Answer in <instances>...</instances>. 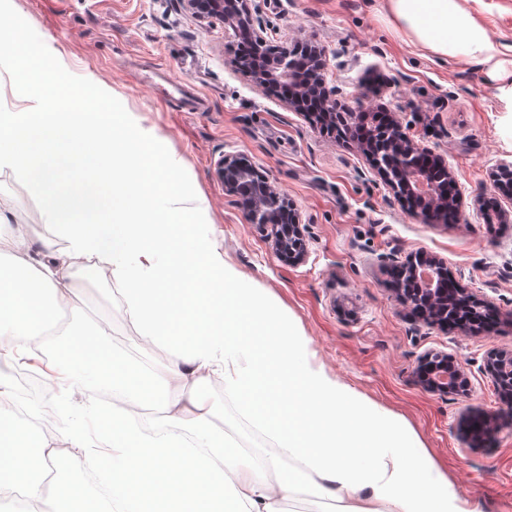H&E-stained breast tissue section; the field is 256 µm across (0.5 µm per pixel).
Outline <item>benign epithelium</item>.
Segmentation results:
<instances>
[{
    "label": "benign epithelium",
    "instance_id": "1",
    "mask_svg": "<svg viewBox=\"0 0 512 512\" xmlns=\"http://www.w3.org/2000/svg\"><path fill=\"white\" fill-rule=\"evenodd\" d=\"M182 8L199 20L217 19L225 29L239 38L255 43L253 62L244 67L245 76L257 87L268 92L285 91L280 96L288 107L300 111L304 102L318 101L326 119L336 121V91L326 87L322 77L325 66L323 54L305 42L293 46L271 47L257 35L252 17L245 12L243 0H179ZM390 128L401 132L387 148L382 149L375 140L366 142L362 151L373 167L394 193L405 199L416 213L431 218L434 213L448 207L459 210L463 206L462 195L456 192L438 195L432 177L433 167L447 169L444 157L416 144L402 133L400 122L391 118ZM215 174L224 184V190L238 198L245 219L266 231L274 255L285 262H302L307 257L301 217L292 208L286 195L266 176L244 164L236 156L225 154L215 163ZM414 281H420L419 271L430 270L437 287L422 288L424 302L414 297L413 289L397 279L395 290L401 304L419 323H439L436 295L446 292L452 285L469 306L479 309L484 302L477 299L448 268L447 263L430 254L409 258L401 265ZM484 372L492 379L502 400L512 405V350L490 351L483 365ZM421 384L437 395L457 392L465 379L464 371L448 361V354L437 351L425 353L418 360Z\"/></svg>",
    "mask_w": 512,
    "mask_h": 512
}]
</instances>
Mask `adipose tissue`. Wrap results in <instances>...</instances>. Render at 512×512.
<instances>
[{
  "label": "adipose tissue",
  "mask_w": 512,
  "mask_h": 512,
  "mask_svg": "<svg viewBox=\"0 0 512 512\" xmlns=\"http://www.w3.org/2000/svg\"><path fill=\"white\" fill-rule=\"evenodd\" d=\"M465 0H384L394 30L417 49L441 60H462L487 68L512 96V69L488 29L465 7ZM26 122L8 128L13 152L0 151V168L25 176L49 204L53 236L43 240L49 259L37 261L20 245V227H4L0 211V363L39 360L45 374L65 395L82 394L90 414H97L93 380L102 362L112 368L110 383L125 403L141 397L123 383L122 365L114 361L103 332L74 329L67 356H47L46 325L78 314L81 298L76 274H100L120 288L128 317L143 339L164 348L167 360L152 373L153 402L166 431L150 433L143 424L113 418L111 435L90 436L81 421L65 432L61 453L86 469L109 461L112 480L125 483L133 470L154 477V502L163 512H186L197 489L206 492V512H283L282 502L297 489L332 502L335 512H465L444 475L402 421L311 361V344L263 288L245 284L227 263L213 231L203 224V208L183 207L177 189L162 199L140 193L142 145L128 135L114 138L98 115L48 112L42 100L27 97ZM95 144L107 163H84L82 146ZM65 158L76 172L66 184L51 157ZM113 205H105V195ZM194 283L201 312L191 337L173 331L176 283ZM249 323L258 345L239 342L241 323ZM275 369L294 399L287 418L252 414L253 424L277 439L278 455L265 469L256 468L223 431L212 426L215 405L203 394L210 383L225 394H239L259 364ZM350 422L351 434L337 437V421ZM195 434L199 448L185 450L180 430ZM24 436L14 425L9 383L0 376V498L22 487L24 512H63L61 500L39 480H22L27 467ZM367 458L353 467L351 456ZM299 466L279 478L283 459ZM191 472L200 483L173 480Z\"/></svg>",
  "instance_id": "ef3b65f1"
}]
</instances>
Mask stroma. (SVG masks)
<instances>
[{
    "label": "stroma",
    "instance_id": "1",
    "mask_svg": "<svg viewBox=\"0 0 512 512\" xmlns=\"http://www.w3.org/2000/svg\"><path fill=\"white\" fill-rule=\"evenodd\" d=\"M383 0H248L259 35L272 45L304 39L317 45L323 76L344 110L398 114L406 135L448 160L464 205L456 222L412 213L387 187L357 144L324 134L273 94L237 71L238 42L222 23L201 22L175 0H0V37L24 42L37 60L56 54L54 80L21 71L16 53L0 50V122L22 119L16 91L26 88L55 112L94 94L109 113H131L152 132L148 173L199 200L225 259L245 282L271 292L310 338L314 361L383 411L398 415L448 479L466 512H512V411L484 373L485 355L512 349V223L493 224L479 205L488 198L512 211V194L493 179L512 163V103L480 67L424 56L390 33ZM492 39L512 58V0H468ZM191 79L205 98L165 101L156 64ZM237 154L266 172L301 213L308 255L279 261L266 233L247 223L236 197L216 178V161ZM0 204L10 224L26 227L24 244L45 259L48 213L26 178L0 170ZM426 252L444 259L461 282L485 299L495 323L462 332L415 326L392 289L394 264ZM73 324L107 332L125 377L150 391L143 367L165 358L148 346L126 315L119 290L103 277L82 280ZM442 351L467 377V390L440 397L415 374L424 353ZM216 421L234 443H277L257 429L251 411L284 412L288 386L268 373L240 399L207 387ZM498 420L501 431L464 449L467 412Z\"/></svg>",
    "mask_w": 512,
    "mask_h": 512
}]
</instances>
